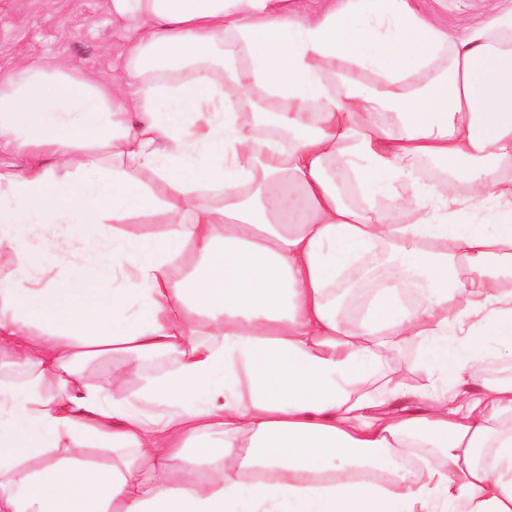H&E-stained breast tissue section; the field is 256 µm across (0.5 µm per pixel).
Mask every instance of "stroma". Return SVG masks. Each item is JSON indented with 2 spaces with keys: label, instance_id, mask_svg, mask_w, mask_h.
<instances>
[{
  "label": "stroma",
  "instance_id": "35a3bbf8",
  "mask_svg": "<svg viewBox=\"0 0 512 512\" xmlns=\"http://www.w3.org/2000/svg\"><path fill=\"white\" fill-rule=\"evenodd\" d=\"M505 0H424L456 36H465ZM133 31L113 20L106 0H0V78L29 60L107 78L123 72Z\"/></svg>",
  "mask_w": 512,
  "mask_h": 512
}]
</instances>
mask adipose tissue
Wrapping results in <instances>:
<instances>
[{
	"mask_svg": "<svg viewBox=\"0 0 512 512\" xmlns=\"http://www.w3.org/2000/svg\"><path fill=\"white\" fill-rule=\"evenodd\" d=\"M107 3L119 80L0 79V512H512V8ZM508 6L503 0H426L424 10L435 13L441 23L456 36H465L469 30L487 16ZM121 360L112 361V357L101 359L88 367L83 372L84 380L89 385H105L114 368H122ZM475 376L478 379L487 378L498 379L495 381L512 380V357L491 358L474 369Z\"/></svg>",
	"mask_w": 512,
	"mask_h": 512,
	"instance_id": "obj_1",
	"label": "adipose tissue"
}]
</instances>
